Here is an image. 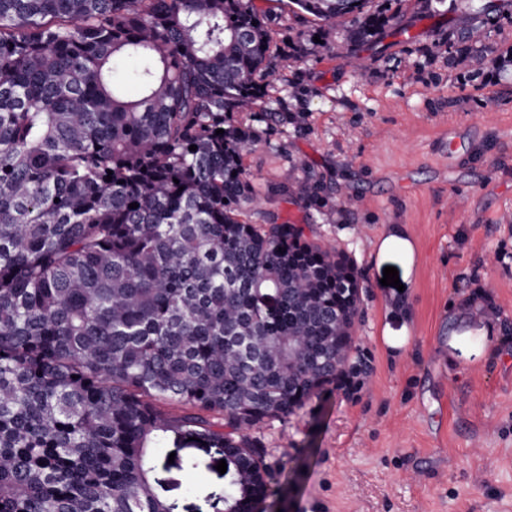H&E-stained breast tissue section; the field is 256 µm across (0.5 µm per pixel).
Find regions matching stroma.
<instances>
[{
	"mask_svg": "<svg viewBox=\"0 0 512 512\" xmlns=\"http://www.w3.org/2000/svg\"><path fill=\"white\" fill-rule=\"evenodd\" d=\"M257 6L287 46L263 106L307 121L261 135L247 170L264 194L317 176L356 196L348 211L275 206L361 269L356 344L372 366L356 390L328 384L257 429L270 466L261 512H512V66L454 51L464 31L473 49H512V0H393L410 36L378 37L360 74L337 53L354 17L298 54L310 17L291 0ZM394 224L412 255L380 256ZM388 266L400 287L382 285ZM223 457L167 440L153 484L173 512H206L226 490Z\"/></svg>",
	"mask_w": 512,
	"mask_h": 512,
	"instance_id": "stroma-1",
	"label": "stroma"
}]
</instances>
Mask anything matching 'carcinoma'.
<instances>
[{"label": "carcinoma", "instance_id": "1", "mask_svg": "<svg viewBox=\"0 0 512 512\" xmlns=\"http://www.w3.org/2000/svg\"><path fill=\"white\" fill-rule=\"evenodd\" d=\"M291 3L328 27L355 16L350 55L405 32L367 0ZM274 24L255 0H0V512H169L151 475L172 436L224 449L217 512H257L251 431L369 375L361 270L271 212L249 220L259 132L235 114L288 122L254 111ZM467 41L475 65L512 64Z\"/></svg>", "mask_w": 512, "mask_h": 512}]
</instances>
